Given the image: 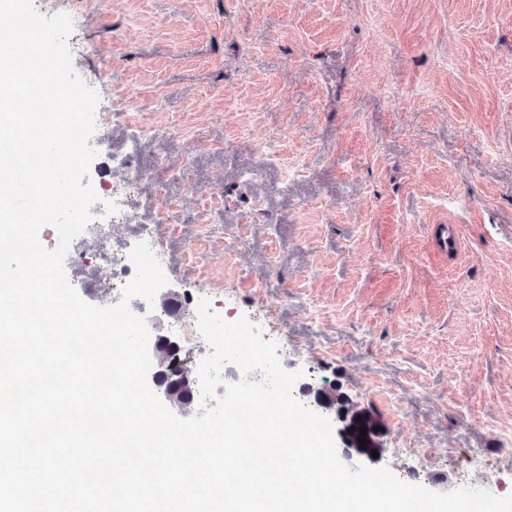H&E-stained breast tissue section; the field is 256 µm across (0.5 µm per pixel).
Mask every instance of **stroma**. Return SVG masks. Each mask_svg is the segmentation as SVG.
I'll list each match as a JSON object with an SVG mask.
<instances>
[{"mask_svg": "<svg viewBox=\"0 0 512 512\" xmlns=\"http://www.w3.org/2000/svg\"><path fill=\"white\" fill-rule=\"evenodd\" d=\"M34 4L83 20L93 187L120 151L160 187L126 202L112 254L179 201L172 289L270 319L283 369L367 411L401 481L512 494V0ZM450 225L459 250L436 255ZM65 271L111 305L84 237Z\"/></svg>", "mask_w": 512, "mask_h": 512, "instance_id": "35a3bbf8", "label": "stroma"}]
</instances>
